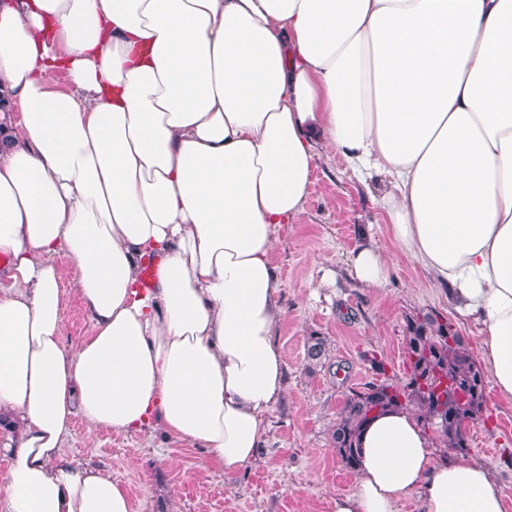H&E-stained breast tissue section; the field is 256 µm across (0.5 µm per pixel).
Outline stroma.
I'll return each mask as SVG.
<instances>
[{
  "mask_svg": "<svg viewBox=\"0 0 512 512\" xmlns=\"http://www.w3.org/2000/svg\"><path fill=\"white\" fill-rule=\"evenodd\" d=\"M382 248L379 208L341 159L321 153L305 211L282 225L272 261L281 280L284 318L278 342L286 361L285 390L265 418L264 444L256 461L227 476L205 466L200 449L161 432L117 435L89 429L75 418L63 445L73 463L102 467L118 476L138 512H330L336 495L353 490L355 474L339 461L331 429L352 393L387 375L401 385L409 317L432 313L462 336L473 357L482 354L475 327L448 303L445 291L428 287L422 271L398 258L386 288H362L348 259L365 235ZM55 262L62 289L61 335L73 346L89 332V319L73 291L75 267L66 254ZM322 337L325 355L307 358L310 337ZM381 360L384 373L372 368ZM468 455L491 469L512 512V406L488 384L483 417L467 430Z\"/></svg>",
  "mask_w": 512,
  "mask_h": 512,
  "instance_id": "35a3bbf8",
  "label": "stroma"
}]
</instances>
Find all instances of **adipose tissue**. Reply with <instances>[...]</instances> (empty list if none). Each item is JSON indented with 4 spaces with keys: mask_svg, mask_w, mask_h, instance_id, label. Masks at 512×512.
Wrapping results in <instances>:
<instances>
[{
    "mask_svg": "<svg viewBox=\"0 0 512 512\" xmlns=\"http://www.w3.org/2000/svg\"><path fill=\"white\" fill-rule=\"evenodd\" d=\"M0 100L22 107L0 145L6 512H134L64 457L77 416L160 431L228 475L255 461L285 388L270 256L325 151L374 185L397 250L364 241L354 278L378 291L415 263L512 403V0H0ZM62 250L90 319L72 350ZM412 492L423 512H505L482 463L437 460L391 410L331 512Z\"/></svg>",
    "mask_w": 512,
    "mask_h": 512,
    "instance_id": "1",
    "label": "adipose tissue"
}]
</instances>
